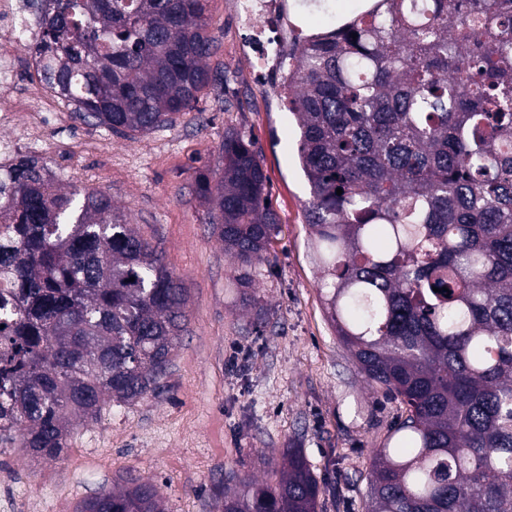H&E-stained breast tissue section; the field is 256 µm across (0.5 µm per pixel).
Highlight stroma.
I'll return each instance as SVG.
<instances>
[{"label": "stroma", "instance_id": "stroma-1", "mask_svg": "<svg viewBox=\"0 0 512 512\" xmlns=\"http://www.w3.org/2000/svg\"><path fill=\"white\" fill-rule=\"evenodd\" d=\"M208 23L218 49L207 65L224 81L194 111L129 139L84 123L63 101L41 141L19 145L63 187L109 195L160 243L186 291L189 324L163 391L74 422L63 460L0 450V512H74L127 477L153 482L166 512H216L218 480L272 478L271 460L289 448L332 486L318 512H364L371 451L387 443L401 405L364 382L325 315L286 100L238 51L246 36L232 0H209ZM228 129L254 142L278 218L266 260L250 270V307L229 286L232 261L195 192L198 170L222 169Z\"/></svg>", "mask_w": 512, "mask_h": 512}]
</instances>
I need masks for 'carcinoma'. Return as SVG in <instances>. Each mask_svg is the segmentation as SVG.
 <instances>
[{"label":"carcinoma","instance_id":"carcinoma-1","mask_svg":"<svg viewBox=\"0 0 512 512\" xmlns=\"http://www.w3.org/2000/svg\"><path fill=\"white\" fill-rule=\"evenodd\" d=\"M40 2L26 49L87 123L147 134L222 82L204 64L209 0ZM361 4L297 37L281 93L326 316L405 409L401 447L372 451L366 512H512V0ZM221 151L196 191L249 304L277 216L253 143L226 130ZM0 215V446L57 460L73 417L162 388L186 291L112 197L54 185L33 156L0 174ZM274 472L215 484L219 512H317L300 449ZM76 512L163 509L129 478Z\"/></svg>","mask_w":512,"mask_h":512}]
</instances>
